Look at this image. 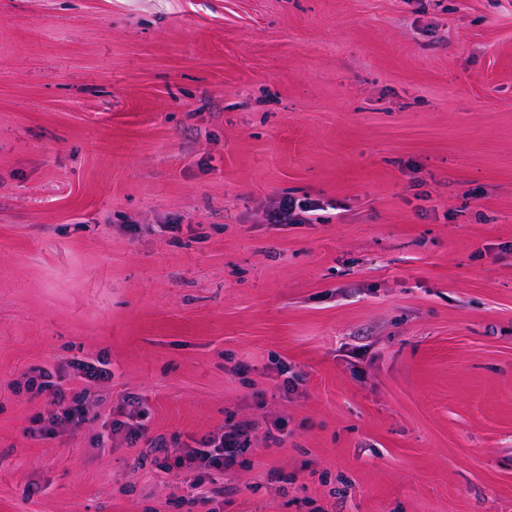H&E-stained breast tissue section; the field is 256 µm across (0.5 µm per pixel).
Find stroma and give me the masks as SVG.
<instances>
[{"mask_svg":"<svg viewBox=\"0 0 512 512\" xmlns=\"http://www.w3.org/2000/svg\"><path fill=\"white\" fill-rule=\"evenodd\" d=\"M243 421L197 512H512V0H0V512H183ZM317 203L311 200L282 199L272 211L270 220L273 224H312L318 221ZM97 363H92L80 359H74L69 362V366L76 371L80 377L87 380H108L112 377V371L106 367L109 362L103 358L97 359ZM37 374L29 380L30 387H37L40 391H49L53 397L56 409L47 417L48 423L35 429H29L31 436L48 437L54 427L58 425H71L79 427L87 421L93 420L96 415L91 414L90 407L84 400L83 392L72 394L70 397L51 381L52 374L46 369H35ZM136 407L133 413L128 414L127 418L131 421H136V424L130 422L123 421H112V425L110 426V433H118L123 430L126 431V435L131 439L136 440L137 438L142 436L141 424L137 421V419L144 420L147 418V412L145 409H140V401L138 398L135 400ZM249 431L248 423L225 424L220 431L202 438L200 448L166 449L167 459L173 458L176 464H188L197 470L196 496L200 501L208 500L214 492L209 487L211 473H224L239 464L240 456L249 448Z\"/></svg>","mask_w":512,"mask_h":512,"instance_id":"obj_1","label":"stroma"}]
</instances>
